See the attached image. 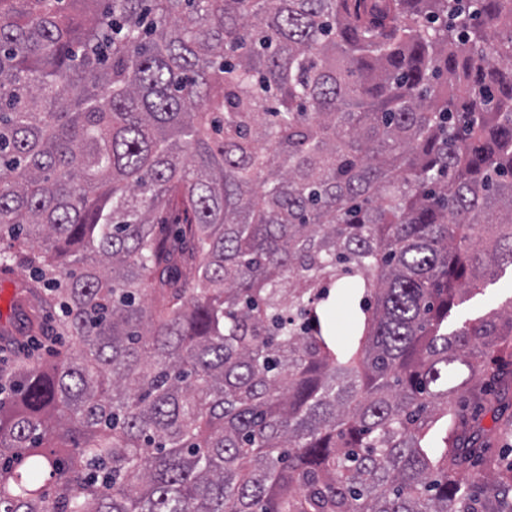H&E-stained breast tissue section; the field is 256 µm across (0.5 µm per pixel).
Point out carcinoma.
<instances>
[{
	"instance_id": "1",
	"label": "carcinoma",
	"mask_w": 512,
	"mask_h": 512,
	"mask_svg": "<svg viewBox=\"0 0 512 512\" xmlns=\"http://www.w3.org/2000/svg\"><path fill=\"white\" fill-rule=\"evenodd\" d=\"M0 256V512H512V0H0ZM28 285L33 288L31 293H28L27 299L31 306L35 307L40 311L41 316L45 322L44 326H48L49 329L54 323L58 315L61 312L51 311L50 309L43 310L40 306V296H44V288H36L33 282V274L29 269L22 268L19 266H3L0 262V328L1 326L9 325V321L12 317L11 302L16 296H19V292L23 286ZM512 297V271L509 267L505 274L496 280L487 282L484 291L480 293H467L464 301L455 307L450 316L451 325L462 323L465 320L475 319L490 312L492 309H507ZM481 426L484 428L486 439L488 440L490 452L494 455L504 457L506 461L511 462L512 453L510 448L512 446V434H502L498 430V424H495L491 419V415H486L482 421Z\"/></svg>"
}]
</instances>
